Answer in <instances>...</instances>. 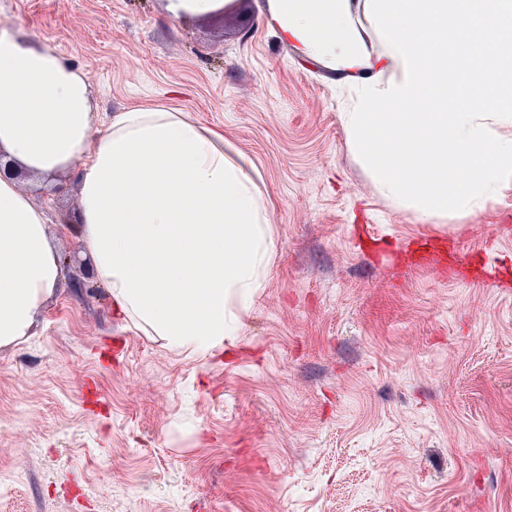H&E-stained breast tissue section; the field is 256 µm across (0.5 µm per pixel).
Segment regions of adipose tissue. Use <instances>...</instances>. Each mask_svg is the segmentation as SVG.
Returning a JSON list of instances; mask_svg holds the SVG:
<instances>
[{
	"label": "adipose tissue",
	"instance_id": "1",
	"mask_svg": "<svg viewBox=\"0 0 512 512\" xmlns=\"http://www.w3.org/2000/svg\"><path fill=\"white\" fill-rule=\"evenodd\" d=\"M266 17L344 86L348 144L394 207L437 223L512 189V0H266ZM0 161L75 173L115 314L171 349L223 348L263 286L273 238L251 165L184 112L99 119L87 75L1 4ZM48 224L0 174V347L26 342L63 277Z\"/></svg>",
	"mask_w": 512,
	"mask_h": 512
}]
</instances>
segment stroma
Returning <instances> with one entry per match:
<instances>
[{
    "instance_id": "1",
    "label": "stroma",
    "mask_w": 512,
    "mask_h": 512,
    "mask_svg": "<svg viewBox=\"0 0 512 512\" xmlns=\"http://www.w3.org/2000/svg\"><path fill=\"white\" fill-rule=\"evenodd\" d=\"M83 70L100 112L165 105L250 161L273 228L233 336L194 360L117 316L74 223L29 343L0 348V512H512V191L423 224L349 149L340 89L263 0H10ZM167 12L176 18L183 16L204 17L211 15L224 6L230 4L232 0H166Z\"/></svg>"
}]
</instances>
